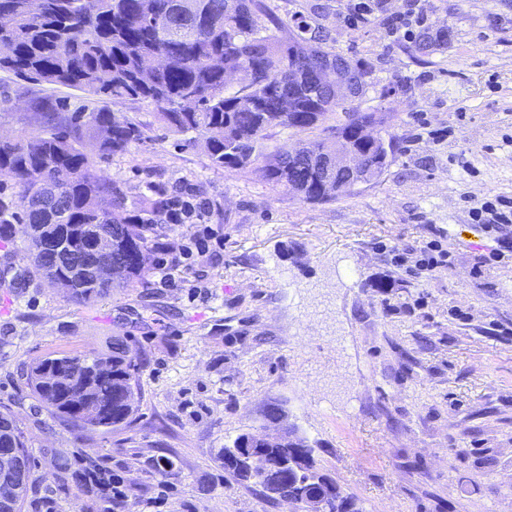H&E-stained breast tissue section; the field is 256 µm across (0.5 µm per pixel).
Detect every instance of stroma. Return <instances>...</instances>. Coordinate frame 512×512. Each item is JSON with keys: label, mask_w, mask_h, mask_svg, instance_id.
<instances>
[{"label": "stroma", "mask_w": 512, "mask_h": 512, "mask_svg": "<svg viewBox=\"0 0 512 512\" xmlns=\"http://www.w3.org/2000/svg\"><path fill=\"white\" fill-rule=\"evenodd\" d=\"M264 2L373 64L362 106L385 115L390 165L311 204L211 168L203 144L169 132L154 104L119 105L145 137L99 174L133 197L146 178H186L219 213L157 226L179 267L170 285L150 275L87 305L40 278L0 286V409L17 417L34 461L23 512H299L237 483L222 453L240 434L290 426L360 512H512V224L470 216L483 198L512 200V0H425L427 29L446 36L427 56L388 33L406 0H382L356 26L348 0ZM39 99L69 112L102 105L0 71V139L37 132ZM434 240L451 265L432 279L393 263ZM118 334L145 359L132 418L58 425L20 366L98 352ZM58 456L70 470L54 468ZM89 458L138 494L84 491ZM161 458L174 463L164 478Z\"/></svg>", "instance_id": "35a3bbf8"}]
</instances>
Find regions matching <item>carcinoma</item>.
<instances>
[{
	"label": "carcinoma",
	"instance_id": "cac0c4a2",
	"mask_svg": "<svg viewBox=\"0 0 512 512\" xmlns=\"http://www.w3.org/2000/svg\"><path fill=\"white\" fill-rule=\"evenodd\" d=\"M28 0H0V14L14 24L0 27V70L33 84L80 89L112 103L147 101L158 109L167 129L204 142L210 165L229 172L254 171L278 192L324 203L348 195L349 176L337 175L338 189L325 195L320 175L308 162L288 154V143L271 146V132L301 136L295 145L316 152L341 136L355 149L377 159L378 174L389 166L392 143L364 140L343 121L360 111L353 103L330 105L319 83L296 79L294 110L280 111L278 76L288 66L327 49V35L304 18H293L296 33L284 41L287 26L266 12L261 0H41L29 15ZM442 36L414 39L412 50L428 55ZM39 132L0 142V175L12 178L15 195L0 197V240L20 237L1 276L24 289L33 275L46 276L51 259L38 251L45 237L69 243L82 240L91 224H116L112 263L121 272L110 283L84 280L68 298L90 304L114 288H133L150 272L148 232L157 224L186 220L185 199L201 210L196 220L216 213L213 202L197 199L193 185L173 191L144 182L137 201L128 203L125 186L97 173L98 162L127 152L144 139L142 127L108 109L37 112ZM143 357L130 352L128 337L114 336L107 350L90 356H48L23 365L22 377L40 406L73 429L111 428L135 412ZM263 448L266 465L249 472L241 457ZM23 458L24 469H0V509L22 512L33 489V469L25 435L10 410L0 412V451ZM224 470L243 485H255L266 498L296 503L317 491L325 512H351L355 499L316 467L313 448L289 430L279 441L258 446L251 434L224 448Z\"/></svg>",
	"mask_w": 512,
	"mask_h": 512
}]
</instances>
